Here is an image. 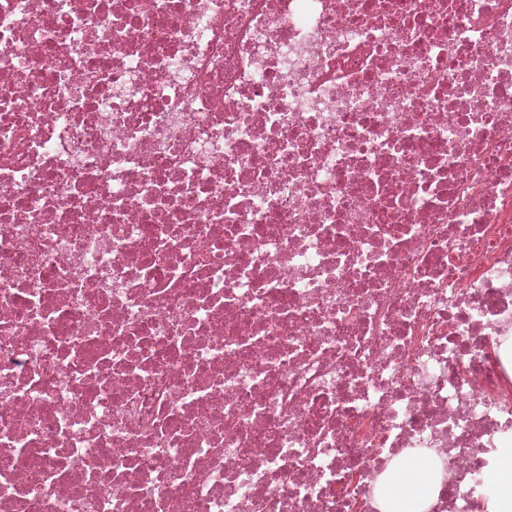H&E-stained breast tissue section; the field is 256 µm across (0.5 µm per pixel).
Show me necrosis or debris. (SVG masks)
I'll return each instance as SVG.
<instances>
[{
    "label": "necrosis or debris",
    "instance_id": "4bbe7bcc",
    "mask_svg": "<svg viewBox=\"0 0 512 512\" xmlns=\"http://www.w3.org/2000/svg\"><path fill=\"white\" fill-rule=\"evenodd\" d=\"M512 0H0V512H490ZM382 504L383 512H426L435 488L423 465L404 461L393 472Z\"/></svg>",
    "mask_w": 512,
    "mask_h": 512
}]
</instances>
